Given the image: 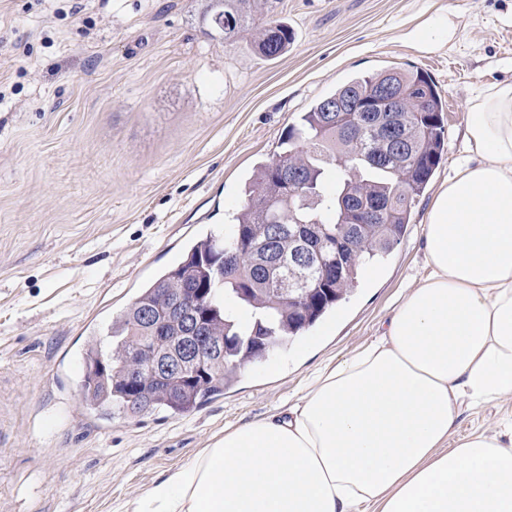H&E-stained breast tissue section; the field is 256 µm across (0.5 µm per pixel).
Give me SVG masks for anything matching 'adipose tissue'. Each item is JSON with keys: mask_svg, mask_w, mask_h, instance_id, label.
<instances>
[{"mask_svg": "<svg viewBox=\"0 0 512 512\" xmlns=\"http://www.w3.org/2000/svg\"><path fill=\"white\" fill-rule=\"evenodd\" d=\"M465 121L426 214L429 273L381 336L125 512H512V419L452 438L460 401L512 399V82L478 87Z\"/></svg>", "mask_w": 512, "mask_h": 512, "instance_id": "adipose-tissue-1", "label": "adipose tissue"}]
</instances>
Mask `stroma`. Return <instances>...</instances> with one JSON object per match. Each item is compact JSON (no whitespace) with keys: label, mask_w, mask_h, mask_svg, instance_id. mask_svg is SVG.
<instances>
[{"label":"stroma","mask_w":512,"mask_h":512,"mask_svg":"<svg viewBox=\"0 0 512 512\" xmlns=\"http://www.w3.org/2000/svg\"><path fill=\"white\" fill-rule=\"evenodd\" d=\"M206 0H0V512H123L225 428L294 403L423 279L428 205L479 85L512 81V0H278L281 57L210 39ZM447 15L452 43L406 39ZM428 73L448 147L404 236L271 361L191 412L91 408L86 350L150 281L233 223L285 129L353 77Z\"/></svg>","instance_id":"35a3bbf8"}]
</instances>
